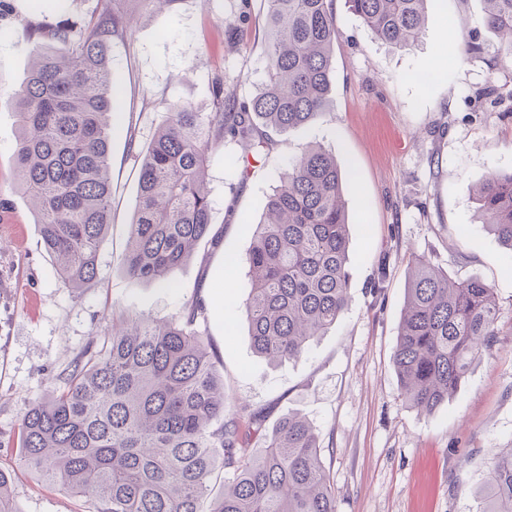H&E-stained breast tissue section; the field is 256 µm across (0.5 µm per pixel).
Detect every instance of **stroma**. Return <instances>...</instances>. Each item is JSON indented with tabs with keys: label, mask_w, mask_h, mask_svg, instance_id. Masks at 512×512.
<instances>
[{
	"label": "stroma",
	"mask_w": 512,
	"mask_h": 512,
	"mask_svg": "<svg viewBox=\"0 0 512 512\" xmlns=\"http://www.w3.org/2000/svg\"><path fill=\"white\" fill-rule=\"evenodd\" d=\"M0 17V469L22 512H88L85 499L20 464L16 437L30 402L59 386L113 318H178L215 284L199 331L229 398L261 411L266 427L288 414L316 428L336 512H478L476 492L493 449L512 445V251L488 234L473 199L493 170H512V64L500 61L482 0H434L418 44L381 43L346 0H332L338 35L329 101L307 126L277 135L264 164L242 175L232 145L209 157L214 231L176 270L170 288L127 278L122 260L137 195V151L172 107L214 109L216 80L249 101L265 76V0H177L169 14L140 9L113 38L110 67L120 112L111 139L112 223L90 287L65 288L35 216L18 190L12 94L31 59L32 27L85 24L112 0H9ZM240 22L229 31L227 22ZM478 51H468V44ZM499 96H491L490 88ZM320 144L345 171L351 301L300 359H258L240 305L250 246L241 218L258 222L277 174ZM422 256L456 280L494 288V342L433 413L407 404L391 356L409 273ZM387 264L382 292L372 284Z\"/></svg>",
	"instance_id": "1"
}]
</instances>
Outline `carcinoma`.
I'll return each instance as SVG.
<instances>
[{
  "label": "carcinoma",
  "instance_id": "carcinoma-1",
  "mask_svg": "<svg viewBox=\"0 0 512 512\" xmlns=\"http://www.w3.org/2000/svg\"><path fill=\"white\" fill-rule=\"evenodd\" d=\"M265 78L247 103L214 89L215 111L182 105L141 152L139 189L122 263L130 279L172 287L173 273L210 236L208 158L219 142L240 149L241 173L265 158L270 133L310 124L328 103L336 19L327 0H266ZM429 0H348L382 43L415 46ZM512 62V0H483ZM116 7L78 28H36L33 59L14 94L18 189L33 206L44 248L64 286L89 287L111 220L110 138L117 111L109 52L126 31ZM61 43L64 51L43 45ZM334 156L311 145L279 173L245 256L243 300L256 354L282 364L308 353L350 300L348 206ZM496 242L512 251V172L493 170L476 189ZM212 237V236H210ZM215 246L222 244L212 237ZM498 304L479 278L454 281L415 260L392 366L405 401L431 413L492 346ZM199 298L176 320L138 318L32 402L18 431L20 462L81 496L92 512H335L313 425L297 415L268 434L247 408L224 418V379L198 324ZM0 470V512H21ZM480 512H512V448L492 453Z\"/></svg>",
  "mask_w": 512,
  "mask_h": 512
}]
</instances>
